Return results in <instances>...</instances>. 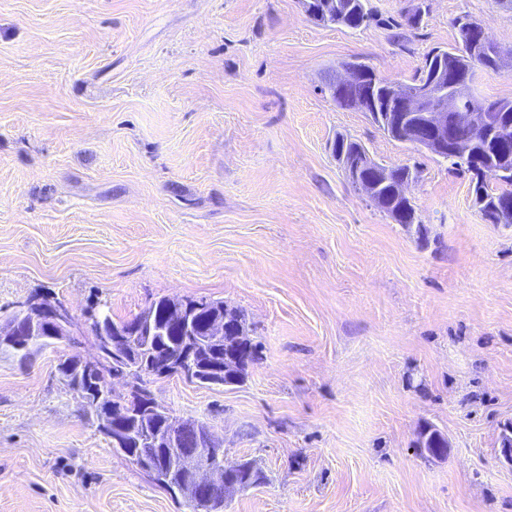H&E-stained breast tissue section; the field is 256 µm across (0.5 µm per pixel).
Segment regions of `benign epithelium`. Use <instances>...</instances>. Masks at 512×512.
<instances>
[{
    "label": "benign epithelium",
    "instance_id": "1",
    "mask_svg": "<svg viewBox=\"0 0 512 512\" xmlns=\"http://www.w3.org/2000/svg\"><path fill=\"white\" fill-rule=\"evenodd\" d=\"M475 71L471 65H456L449 72H438L413 84L391 83V104L398 112H373L371 120L377 126L399 123L411 130L409 143L437 157L452 152L466 155L468 144L501 136L512 127L502 124V104L474 102L471 98ZM374 160L363 154L344 163V173L352 186L368 198L375 196L376 187L364 182L360 170L372 166ZM151 314L113 324L109 318H91L90 331L96 336V353L91 359L71 355L58 364V371L83 407L96 418L98 429L112 441V447L123 448L132 440L144 448H166L170 468L184 473L176 488L187 498L202 504L209 496V487L224 481L223 442L215 438L210 427L192 419H182L159 404L149 385L125 370L112 376L124 379V390L110 386L91 390L81 389L83 379L97 371L105 353L117 355L126 345L146 346L151 335ZM230 316L220 305L188 298L167 302L165 332L175 335L181 345L179 360L158 361L148 375L150 381L171 376L187 380L200 379L201 368L196 362L200 345L215 352L224 349V336ZM84 334L70 308L61 300L32 293L16 302L15 310L0 322V349L12 350L21 359L50 340L76 344ZM238 360L222 355L209 367L210 383L222 384L224 373L236 369Z\"/></svg>",
    "mask_w": 512,
    "mask_h": 512
}]
</instances>
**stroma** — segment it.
<instances>
[{
    "label": "stroma",
    "instance_id": "obj_1",
    "mask_svg": "<svg viewBox=\"0 0 512 512\" xmlns=\"http://www.w3.org/2000/svg\"><path fill=\"white\" fill-rule=\"evenodd\" d=\"M370 4L348 29L301 0H0V312L38 289L83 322L162 296L243 310V384L152 387L261 472L224 512H512V225L325 89L346 61L411 82L462 15L512 51V10ZM339 134L419 167L426 241L350 185ZM72 350L0 352V512H190L98 431L57 369Z\"/></svg>",
    "mask_w": 512,
    "mask_h": 512
}]
</instances>
